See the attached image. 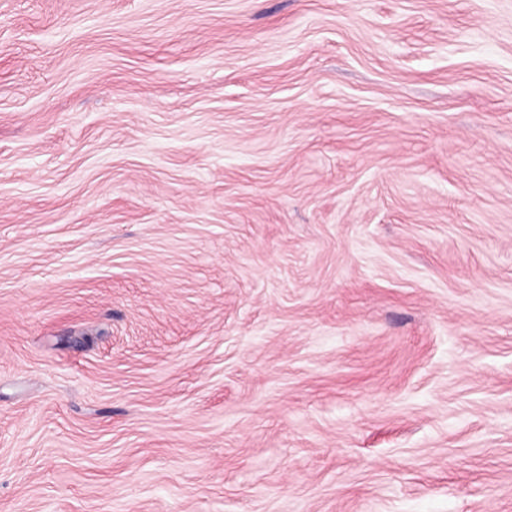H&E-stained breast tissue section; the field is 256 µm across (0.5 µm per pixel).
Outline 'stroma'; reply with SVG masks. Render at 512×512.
<instances>
[{
  "instance_id": "1",
  "label": "stroma",
  "mask_w": 512,
  "mask_h": 512,
  "mask_svg": "<svg viewBox=\"0 0 512 512\" xmlns=\"http://www.w3.org/2000/svg\"><path fill=\"white\" fill-rule=\"evenodd\" d=\"M0 512H512V0H0Z\"/></svg>"
}]
</instances>
